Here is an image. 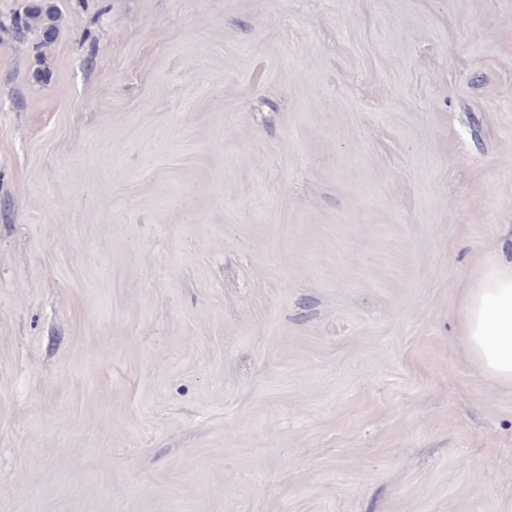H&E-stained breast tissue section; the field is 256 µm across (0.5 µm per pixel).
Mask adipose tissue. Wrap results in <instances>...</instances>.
Wrapping results in <instances>:
<instances>
[{
  "mask_svg": "<svg viewBox=\"0 0 512 512\" xmlns=\"http://www.w3.org/2000/svg\"><path fill=\"white\" fill-rule=\"evenodd\" d=\"M459 336L467 358L490 380L512 384V260L483 253L461 300Z\"/></svg>",
  "mask_w": 512,
  "mask_h": 512,
  "instance_id": "1",
  "label": "adipose tissue"
}]
</instances>
